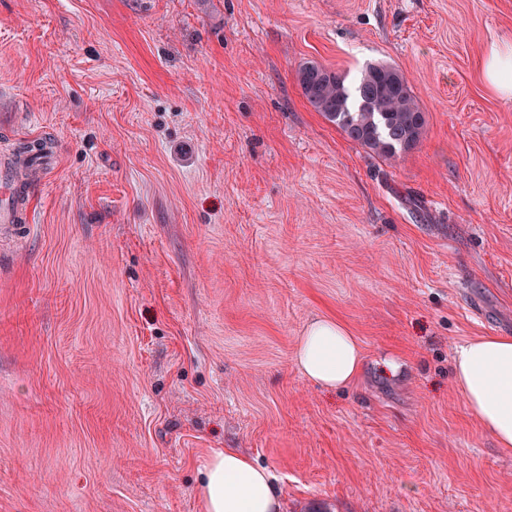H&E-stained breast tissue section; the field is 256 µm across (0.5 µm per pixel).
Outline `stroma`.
<instances>
[{
  "instance_id": "35a3bbf8",
  "label": "stroma",
  "mask_w": 512,
  "mask_h": 512,
  "mask_svg": "<svg viewBox=\"0 0 512 512\" xmlns=\"http://www.w3.org/2000/svg\"><path fill=\"white\" fill-rule=\"evenodd\" d=\"M512 0H0V152L39 133L0 237V512H203L236 448L281 512H512V453L452 356L512 336ZM315 62L385 63L426 117L394 160L316 112ZM346 388L301 375L315 319ZM485 78L502 94L512 95V45H495L484 61ZM28 143L32 145V151L25 155L28 167L33 171H43L53 159L41 136H32L28 138ZM296 364L312 382L339 389L362 370V350L357 339L340 324L316 320L299 340Z\"/></svg>"
}]
</instances>
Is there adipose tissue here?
Returning a JSON list of instances; mask_svg holds the SVG:
<instances>
[{
  "mask_svg": "<svg viewBox=\"0 0 512 512\" xmlns=\"http://www.w3.org/2000/svg\"><path fill=\"white\" fill-rule=\"evenodd\" d=\"M296 364L327 388L350 384L363 367L362 350L340 324L317 320L301 336ZM454 382L467 409L498 448L512 452V336H480L454 350ZM204 512H281L271 474L235 448L216 449L203 467Z\"/></svg>",
  "mask_w": 512,
  "mask_h": 512,
  "instance_id": "1",
  "label": "adipose tissue"
}]
</instances>
